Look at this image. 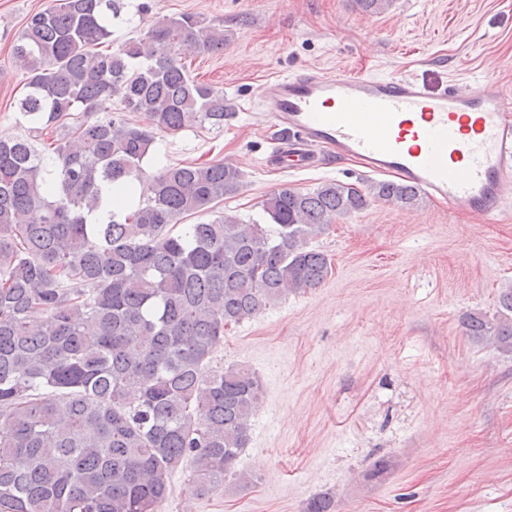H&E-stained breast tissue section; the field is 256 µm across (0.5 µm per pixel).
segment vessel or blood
I'll use <instances>...</instances> for the list:
<instances>
[{
	"label": "vessel or blood",
	"mask_w": 512,
	"mask_h": 512,
	"mask_svg": "<svg viewBox=\"0 0 512 512\" xmlns=\"http://www.w3.org/2000/svg\"><path fill=\"white\" fill-rule=\"evenodd\" d=\"M260 98L287 141L279 168L356 158L488 222L512 213V96L497 83L431 90L408 76L304 70L267 82Z\"/></svg>",
	"instance_id": "obj_1"
}]
</instances>
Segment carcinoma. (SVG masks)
Masks as SVG:
<instances>
[{
  "label": "carcinoma",
  "instance_id": "carcinoma-1",
  "mask_svg": "<svg viewBox=\"0 0 512 512\" xmlns=\"http://www.w3.org/2000/svg\"><path fill=\"white\" fill-rule=\"evenodd\" d=\"M125 8L60 0L12 49L28 136L0 139V512H159L187 461L200 493L222 485L262 395L244 367L205 372L224 329L320 285L331 264L309 241L337 217L419 199L393 181L283 187L267 224L182 223L239 189L222 162L167 166L136 197L157 134L233 112L181 62L223 50L224 29L182 13L102 49ZM465 323L512 353V287L495 320Z\"/></svg>",
  "mask_w": 512,
  "mask_h": 512
}]
</instances>
